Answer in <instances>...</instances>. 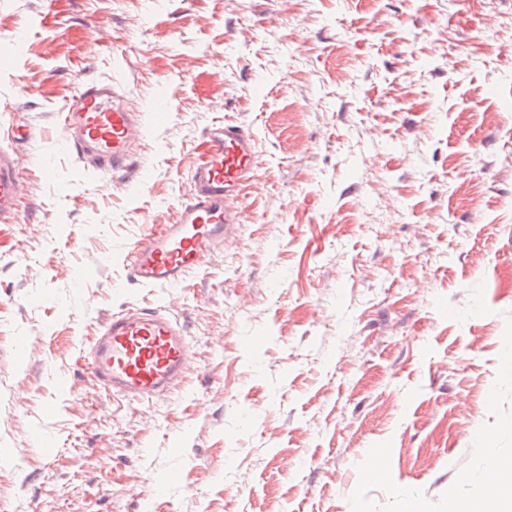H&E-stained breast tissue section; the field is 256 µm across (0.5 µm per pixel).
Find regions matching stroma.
Returning a JSON list of instances; mask_svg holds the SVG:
<instances>
[{
    "label": "stroma",
    "mask_w": 512,
    "mask_h": 512,
    "mask_svg": "<svg viewBox=\"0 0 512 512\" xmlns=\"http://www.w3.org/2000/svg\"><path fill=\"white\" fill-rule=\"evenodd\" d=\"M0 39V124L33 131L0 226V505L487 497L512 458V0H0ZM94 78L144 114L128 175L63 145L58 111ZM227 119L258 144L242 224L182 285L135 284L130 249ZM124 307L185 323L178 389L130 401L82 365Z\"/></svg>",
    "instance_id": "1"
}]
</instances>
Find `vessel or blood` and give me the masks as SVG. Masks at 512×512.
Masks as SVG:
<instances>
[{"instance_id":"1","label":"vessel or blood","mask_w":512,"mask_h":512,"mask_svg":"<svg viewBox=\"0 0 512 512\" xmlns=\"http://www.w3.org/2000/svg\"><path fill=\"white\" fill-rule=\"evenodd\" d=\"M71 152L99 170L121 172L134 161L143 117L131 109L111 80L83 82L58 113ZM257 141L239 124L209 126L189 172L190 190L172 223L148 225L128 255L132 281L153 288L181 285L223 249L238 224L237 205L256 178ZM21 163L14 149L0 147V224L20 212ZM192 357L181 320L157 308L129 307L99 325L83 361L112 393L144 401L178 385Z\"/></svg>"}]
</instances>
